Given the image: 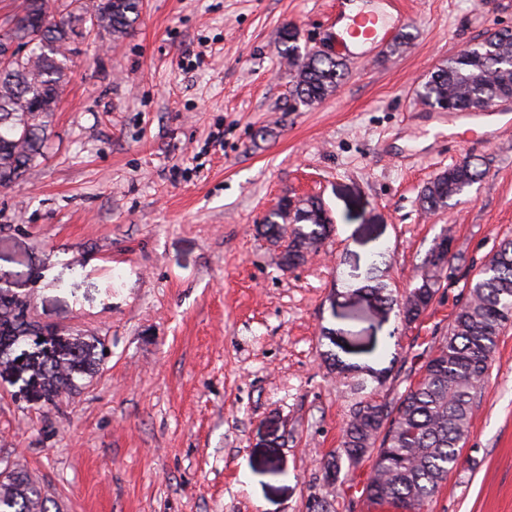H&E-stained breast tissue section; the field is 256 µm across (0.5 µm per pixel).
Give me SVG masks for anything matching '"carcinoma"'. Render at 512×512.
<instances>
[{"instance_id": "obj_1", "label": "carcinoma", "mask_w": 512, "mask_h": 512, "mask_svg": "<svg viewBox=\"0 0 512 512\" xmlns=\"http://www.w3.org/2000/svg\"><path fill=\"white\" fill-rule=\"evenodd\" d=\"M143 0H21L24 16L0 37V56L12 44L30 47L0 68V186L22 180L43 155L49 113L68 83L65 46L73 36L94 29L115 39L130 34ZM278 53L293 71L291 96L310 106L335 93L348 72L331 54L301 49L291 24L280 33ZM433 107L479 112L490 102L512 99V31L490 34L463 49L430 73L419 92ZM483 176L479 164L464 157L429 181L421 193L428 210L448 205ZM292 224L277 207L260 233L273 244L287 241L279 264L295 267L329 236L330 218L315 197L294 202ZM456 256L431 249L421 280L408 291L405 310L418 320L432 304ZM448 333L439 338L423 377L392 402H356L343 431L342 450L326 465L336 479L342 460L355 467L356 454L373 457V475L363 485L368 498L403 512L426 506L461 461V451L480 403L499 338L512 323V239L505 238L472 277L464 280ZM40 325L14 299L0 297V363L10 362L12 346L37 335ZM96 365L95 345L75 337L63 351L45 359L42 396L53 405L78 387ZM0 512H47L40 485L24 471L0 470Z\"/></svg>"}]
</instances>
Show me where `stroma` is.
I'll return each mask as SVG.
<instances>
[{"mask_svg": "<svg viewBox=\"0 0 512 512\" xmlns=\"http://www.w3.org/2000/svg\"><path fill=\"white\" fill-rule=\"evenodd\" d=\"M335 3L144 0L126 38L72 45L43 156L0 189V285L106 351L53 406L0 366V459L48 512H366L372 458L324 469L352 405L419 379L461 278L512 237V138L459 147L460 120L418 91L512 27V0H400L407 43L296 105L280 31L327 49ZM467 155L484 177L424 209L422 188ZM286 194L320 197L334 224L294 269L257 230ZM444 234L456 270L404 325L397 304ZM427 512H512V324Z\"/></svg>", "mask_w": 512, "mask_h": 512, "instance_id": "35a3bbf8", "label": "stroma"}]
</instances>
